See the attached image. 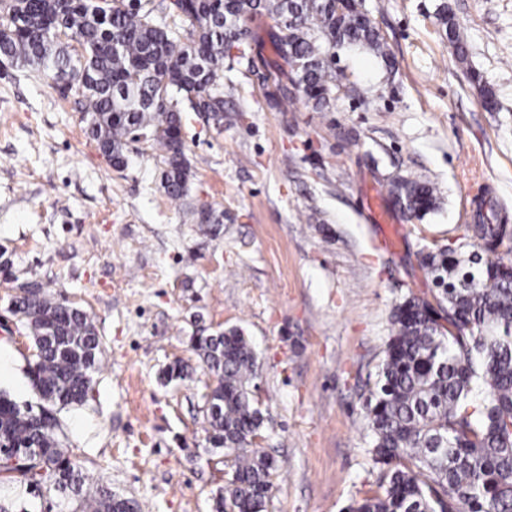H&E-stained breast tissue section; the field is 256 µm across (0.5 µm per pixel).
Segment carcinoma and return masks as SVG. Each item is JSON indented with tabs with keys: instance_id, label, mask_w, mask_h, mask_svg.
Masks as SVG:
<instances>
[{
	"instance_id": "1",
	"label": "carcinoma",
	"mask_w": 512,
	"mask_h": 512,
	"mask_svg": "<svg viewBox=\"0 0 512 512\" xmlns=\"http://www.w3.org/2000/svg\"><path fill=\"white\" fill-rule=\"evenodd\" d=\"M267 32L277 59L263 54L252 25ZM441 30L458 59L466 42L452 17ZM0 57L36 69L87 115L88 134L112 166L126 165L135 143L164 150L161 186L173 201L187 197L190 165L182 137L185 113L224 122V59H237L279 108L298 99L329 104L339 74L337 46H362L392 64L374 20L356 0H0ZM74 37L80 50L65 38ZM396 201L409 217L437 207L433 186L398 177ZM437 294L412 296L392 313V332L375 390L364 410L379 491L347 512H512V228L473 224L446 244L422 252ZM13 312L33 337L28 375L53 406L82 404L103 354L83 310L20 283ZM446 316H440V313ZM446 323H440V320ZM199 368L214 378L208 397L210 442L234 457L216 500L217 512H265L275 462L251 447L263 423L251 386L257 356L238 329L192 337ZM57 422L0 393V459L6 470L47 480L75 497L84 467L64 455ZM138 512V503L99 490L73 512Z\"/></svg>"
}]
</instances>
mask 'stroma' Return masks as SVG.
Masks as SVG:
<instances>
[{
	"instance_id": "stroma-1",
	"label": "stroma",
	"mask_w": 512,
	"mask_h": 512,
	"mask_svg": "<svg viewBox=\"0 0 512 512\" xmlns=\"http://www.w3.org/2000/svg\"><path fill=\"white\" fill-rule=\"evenodd\" d=\"M467 37L459 62L439 5ZM395 58L336 52L345 86L328 107L267 105L234 65L223 126L183 128L190 191L170 200L164 152L130 145L112 167L72 100L0 60V392L37 403L34 344L11 311L17 281L89 313L103 356L60 439L91 484L139 512H213L229 478L207 433L210 377L196 334L240 329L257 353L254 447L277 465L266 512H345L378 489L363 401L394 307L432 297L420 262L469 224L512 225V0H363ZM492 92L494 110L484 106ZM429 182L437 208L406 219L392 177ZM209 205L224 217L197 224ZM192 375L167 381L175 361ZM14 512H68L52 484L0 472Z\"/></svg>"
}]
</instances>
